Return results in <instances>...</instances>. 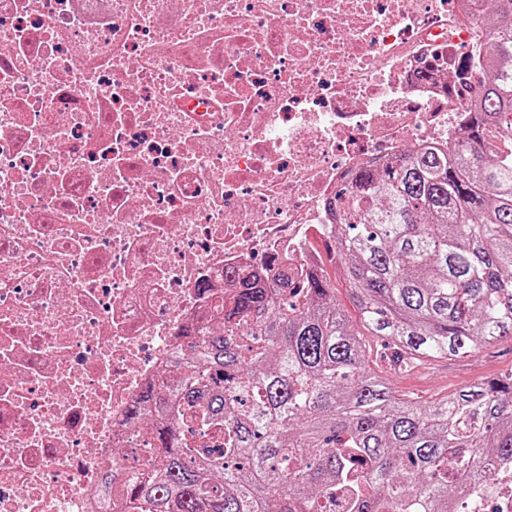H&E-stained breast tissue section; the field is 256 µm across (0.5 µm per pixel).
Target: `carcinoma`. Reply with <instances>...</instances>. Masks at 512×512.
I'll list each match as a JSON object with an SVG mask.
<instances>
[{
    "instance_id": "obj_1",
    "label": "carcinoma",
    "mask_w": 512,
    "mask_h": 512,
    "mask_svg": "<svg viewBox=\"0 0 512 512\" xmlns=\"http://www.w3.org/2000/svg\"><path fill=\"white\" fill-rule=\"evenodd\" d=\"M512 18V0H486ZM467 138L336 194L327 246L359 319L326 269L260 286L241 275L223 333L189 337L171 381L131 406L156 421L158 460L111 487L128 512H465L512 473V374L428 401L390 387L363 341L409 366L512 338V30L490 31ZM214 440L207 445L203 437Z\"/></svg>"
}]
</instances>
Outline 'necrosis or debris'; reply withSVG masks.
<instances>
[{
	"instance_id": "4bbe7bcc",
	"label": "necrosis or debris",
	"mask_w": 512,
	"mask_h": 512,
	"mask_svg": "<svg viewBox=\"0 0 512 512\" xmlns=\"http://www.w3.org/2000/svg\"><path fill=\"white\" fill-rule=\"evenodd\" d=\"M482 0H0V512H124L128 410L355 170L462 142Z\"/></svg>"
}]
</instances>
